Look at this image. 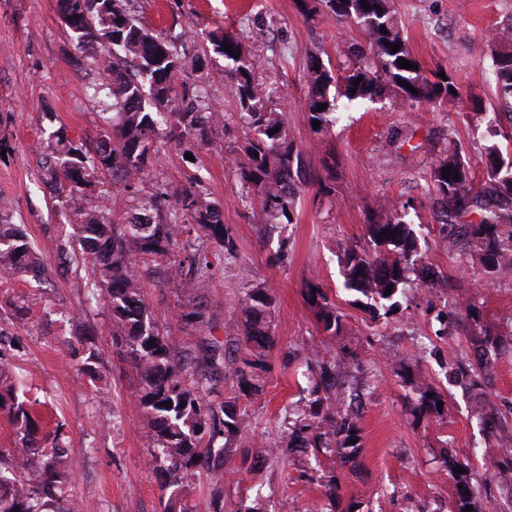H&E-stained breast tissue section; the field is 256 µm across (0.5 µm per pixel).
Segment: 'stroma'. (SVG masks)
Returning <instances> with one entry per match:
<instances>
[{
  "label": "stroma",
  "instance_id": "obj_1",
  "mask_svg": "<svg viewBox=\"0 0 512 512\" xmlns=\"http://www.w3.org/2000/svg\"><path fill=\"white\" fill-rule=\"evenodd\" d=\"M412 55L426 73L444 71L458 87L456 100L409 109L385 97L340 108L315 131L307 112L309 55L348 61L363 43L362 28L320 9L306 21L299 0H129L143 25L172 38L183 67L177 87L214 101L224 127L208 141L192 137L158 146L151 176L127 192L111 175L96 186L114 223H126L139 202L159 189L172 193L188 176L201 177L219 210L235 252L217 271L201 322L181 311L195 303L181 282L187 265L165 263L144 275L145 298L174 351L223 340L226 323L240 320L241 300L256 286L272 299L275 346L257 375L262 390L248 404L250 429L224 462V479L186 481V501L201 505L222 490L224 512H322L326 498L308 473L312 457L269 451L285 410L307 401L313 352L336 362V388L360 396L363 446L355 465L325 460L344 512H453L455 481L446 463H468L474 480L495 492L494 464L503 454L495 434L474 412L478 400L498 408L512 403V349L491 365L490 382L475 398L446 377L445 366L469 351L468 339L485 334L512 339V272L482 279L476 251L449 245L430 167L456 142L475 185L486 180L485 147L495 131L512 153V116L496 93L492 57L503 51L499 30L512 26V0H392ZM241 41L260 67L257 83L274 89V108L288 116V141L303 160L294 221L275 232L263 226L262 203L237 169L251 132L239 118L224 59L209 35ZM77 49L61 19L60 0H0V202L9 223L24 225L43 259L45 276L0 278V374L21 377L26 396L40 400L41 430L68 451L64 497L83 512H162L165 493L149 466L151 432L136 403L139 381L104 299L89 300L85 268L68 263L78 250L71 204L53 197L42 180L48 141L62 135L93 146L104 122L89 96L107 85ZM402 215L418 238L426 265L440 271L442 287L410 278L398 312L371 318L359 294L343 286L347 248L364 244L367 224ZM326 292L342 317L338 336L319 329L306 298L308 284ZM457 317L448 337L436 338L438 311ZM438 346L440 356L429 353ZM99 358L98 377L81 372L88 353ZM430 383L442 396L441 413L415 412L414 384Z\"/></svg>",
  "mask_w": 512,
  "mask_h": 512
}]
</instances>
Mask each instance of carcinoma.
<instances>
[{
    "mask_svg": "<svg viewBox=\"0 0 512 512\" xmlns=\"http://www.w3.org/2000/svg\"><path fill=\"white\" fill-rule=\"evenodd\" d=\"M65 26L78 49L111 76L108 97L112 98V119L105 122L97 141L95 155L66 138L43 158L46 180L54 190L67 193L73 200L71 220L81 252L69 262L85 267L91 293L108 295L107 308L113 325L126 347L132 372L140 380L136 404L142 410L151 431L153 450L150 466L161 479V488L170 491L163 512H193L185 507L184 480L204 474L224 477V454L230 442L249 426L240 399L261 391L254 369L265 361L273 345L271 298L257 286L242 301L245 322L242 333L227 332L223 343L207 342L191 352L174 353L163 336L142 291L139 263L176 260L182 240L192 233L201 234L216 248H195L185 253L193 276L182 288L190 294H203L211 288L216 269L224 253L234 250L225 235L219 212L208 200L202 181L193 178L178 194L183 216L193 223L182 224L149 220L147 223L115 224L107 217L104 196L92 191L101 174L112 175L115 184L129 189L149 175L151 150L159 138L176 141L185 136L200 141L209 139L224 123V115L212 104L201 105L188 92L178 93L174 79L182 68L177 48L162 34L146 29L131 15L127 0H61ZM339 22L362 17L365 45L358 49L343 72L333 75L321 58L309 56L306 72L309 120L325 128L330 116L345 106L388 94L402 105L418 108L443 99H456L450 92L452 79H429L422 68L405 69L398 60L411 64L417 60L407 49L393 13L391 0H319ZM369 9H364L363 4ZM386 31H381V27ZM215 53L224 57L225 72L240 116L254 136L243 147V159L237 162L242 180L261 199L267 216L265 226L292 223L296 201V180L302 178L303 163L288 142V118L271 106V95L258 91L255 73L259 62L245 55L241 43L230 37L209 36ZM231 45L233 52L225 50ZM400 45L397 52L391 46ZM492 67L497 76V94L512 110V48L494 55ZM359 86H354L356 79ZM405 82L418 89L414 94L400 85ZM335 92H329L330 88ZM355 93H350L351 89ZM326 106L323 111L317 110ZM278 129L270 135L268 131ZM491 163L487 169L489 189L477 187L468 161L457 151L432 168V191L441 200L442 224L450 233L475 244L483 255L484 272L493 275L512 268V153L503 155L492 143L485 147ZM458 174L445 179V171ZM460 212H470L477 221L448 224ZM0 211V277L30 273L45 274L33 251L28 235L18 224H9ZM418 254L417 236L401 218H388L367 225L365 245L344 253L345 283L349 291L372 300L368 311L389 315L401 306L405 297L406 274ZM392 293L385 295L387 286ZM307 298L316 309L317 323L323 334L339 335L342 318L322 288L311 283ZM502 340L476 336L469 340L471 356L450 368L454 381L471 392L480 391L489 381V368ZM244 350L240 358L227 354ZM319 380L311 387L306 407L287 419L274 447L311 451L314 460L323 455L342 464L353 463L360 454L361 427L358 413L346 407L336 396L335 367L320 356L311 360ZM232 376L238 387L234 396L224 398V390L215 387L218 374ZM415 410L424 415L439 413L440 394L430 385L417 388ZM172 403L168 407L165 402ZM0 408L8 410L19 439L14 456L16 464L0 455V512H44L41 499L53 497L61 489L66 466V449L59 443L46 446L33 405L19 399L13 384L0 385ZM509 414L489 410L481 414L485 426L496 430L504 453L496 462L494 480L499 497L493 512H512V425ZM456 512L472 504L480 489L459 474L456 478ZM329 512H337L340 489L334 477L323 483Z\"/></svg>",
    "mask_w": 512,
    "mask_h": 512,
    "instance_id": "carcinoma-1",
    "label": "carcinoma"
}]
</instances>
